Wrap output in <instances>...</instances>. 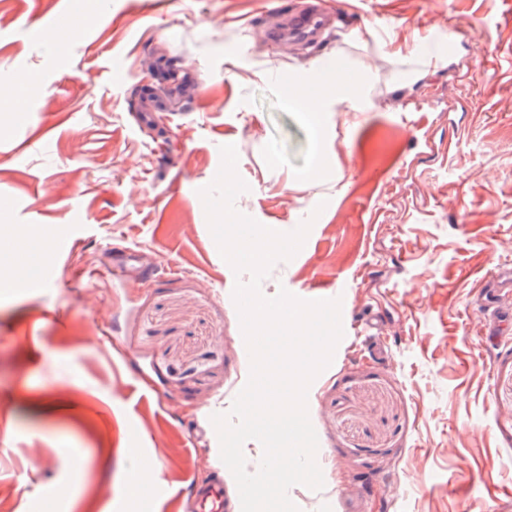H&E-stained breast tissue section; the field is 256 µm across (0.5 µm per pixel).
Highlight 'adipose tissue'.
<instances>
[{
	"mask_svg": "<svg viewBox=\"0 0 512 512\" xmlns=\"http://www.w3.org/2000/svg\"><path fill=\"white\" fill-rule=\"evenodd\" d=\"M369 70H361L349 82L329 74L320 64H312L304 80L289 92L292 108L300 113L317 142H324L328 132L327 115L331 112H356L367 97Z\"/></svg>",
	"mask_w": 512,
	"mask_h": 512,
	"instance_id": "obj_1",
	"label": "adipose tissue"
}]
</instances>
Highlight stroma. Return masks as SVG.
<instances>
[{
    "instance_id": "35a3bbf8",
    "label": "stroma",
    "mask_w": 512,
    "mask_h": 512,
    "mask_svg": "<svg viewBox=\"0 0 512 512\" xmlns=\"http://www.w3.org/2000/svg\"><path fill=\"white\" fill-rule=\"evenodd\" d=\"M265 8L0 0V225L40 229L0 251L5 512H185L210 480L199 411L231 406L250 374L198 195L227 144L240 213L312 222L262 294L346 304L307 392L324 486L290 488L299 512L333 494L350 512H512V356L479 306L512 265V0H346L319 44H269ZM413 45L448 62L405 87L394 50ZM314 61L375 73L371 108L330 116L339 175L316 185L288 106ZM151 461L156 482L128 495Z\"/></svg>"
}]
</instances>
